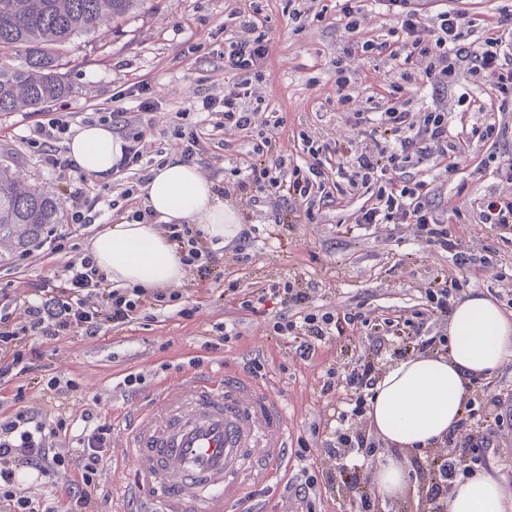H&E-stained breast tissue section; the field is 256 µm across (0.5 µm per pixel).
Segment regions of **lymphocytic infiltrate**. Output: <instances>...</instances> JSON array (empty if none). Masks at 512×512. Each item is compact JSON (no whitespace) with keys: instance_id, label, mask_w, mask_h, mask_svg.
<instances>
[{"instance_id":"obj_1","label":"lymphocytic infiltrate","mask_w":512,"mask_h":512,"mask_svg":"<svg viewBox=\"0 0 512 512\" xmlns=\"http://www.w3.org/2000/svg\"><path fill=\"white\" fill-rule=\"evenodd\" d=\"M393 15L397 24L372 39L357 37L361 0H338L340 19L356 38L346 54L363 53L398 62L400 81L387 85L376 94L372 112L353 115L361 136L375 144L374 150L357 144L334 148L302 136L309 164L285 165L278 153L274 125L264 118L262 97L250 81L268 55L265 34L267 17L258 0H241L233 13L243 31L224 53V68L232 75L222 96H204L196 108L214 121L215 129L243 133L254 140L252 150L240 156L231 168L235 191L247 206L285 198L293 206L303 207L306 221L316 214L306 202L312 190H320L326 205L337 202L343 189L372 188L374 206L363 209L360 223L410 224L430 245L451 253L455 265L471 262L448 227L460 223L458 209L443 210L433 201V189L424 178H404L405 169L425 160H457L469 148L471 140L489 144L491 151L482 159V168H493L500 181L512 184V163L500 160L496 147L512 126L505 115L512 113V0L499 7L493 19L451 8L424 16L417 0H378ZM468 76L474 85L494 92L487 101L462 93L459 106L490 112L481 125L451 133L448 106L435 98L422 112L410 109V91L419 78L431 86L448 88L460 76ZM72 119L60 115L38 123L27 137L28 147L36 149L44 164L61 178L77 175V166L61 142L71 133ZM480 223L495 228L500 236H512V194L489 193L473 200ZM174 243L182 264L201 276L226 282V291L239 308L260 313L268 296L283 297L287 312L275 317L276 335L293 339L302 356L312 355L315 345L331 334L335 317L331 312L311 306V297L292 283L272 289H240L236 281H225L218 265L222 248L204 240L190 224L164 227ZM458 282L448 273L437 275L425 288L427 307L396 323L394 334L401 339L400 355L448 351V310L456 297ZM179 294L145 288H115L108 283L91 255L69 261L59 278H39L25 288H0V385L17 376L43 372L46 392L60 396L77 390L74 380L47 375L42 353L26 347L25 339L39 336L54 339L73 333L98 335L108 326L125 325L148 309L176 307L177 314L190 318L193 311L179 307ZM382 373L378 363L366 361L353 366L345 377L346 396L336 411L335 441L326 443L324 453L337 462L334 478L345 485L347 469L343 459L348 452L375 447L373 432L361 427L349 432L344 424L349 417L364 414V400ZM512 420V392L495 389L487 379L473 381L464 412L456 425L436 446L425 449L419 471L427 479L431 512H444V502L459 473L461 449H471L478 462L496 460L512 463L499 433ZM112 446V427L97 420L91 411L81 414L52 415L42 409L0 415V512H55L50 496L71 471L80 479L72 484L70 512H90V491L98 482L106 455ZM35 472L48 490L47 495H28L21 483L22 471Z\"/></svg>"}]
</instances>
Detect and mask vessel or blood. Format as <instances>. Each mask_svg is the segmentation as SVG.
I'll return each mask as SVG.
<instances>
[{
  "label": "vessel or blood",
  "instance_id": "1",
  "mask_svg": "<svg viewBox=\"0 0 512 512\" xmlns=\"http://www.w3.org/2000/svg\"><path fill=\"white\" fill-rule=\"evenodd\" d=\"M287 433L285 410L252 380L194 374L132 415L123 454L135 478L123 495L133 512H237L246 461L285 463Z\"/></svg>",
  "mask_w": 512,
  "mask_h": 512
}]
</instances>
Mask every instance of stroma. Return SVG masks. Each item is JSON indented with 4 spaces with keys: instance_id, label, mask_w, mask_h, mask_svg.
<instances>
[{
    "instance_id": "35a3bbf8",
    "label": "stroma",
    "mask_w": 512,
    "mask_h": 512,
    "mask_svg": "<svg viewBox=\"0 0 512 512\" xmlns=\"http://www.w3.org/2000/svg\"><path fill=\"white\" fill-rule=\"evenodd\" d=\"M327 5L325 21L307 22L296 29L288 19V0H263L268 17L269 55L257 86L270 111L280 120V149L283 156L298 151L297 137L308 132L327 145L355 141L359 129L353 119L336 105L334 65L352 35L336 22L334 0ZM234 6L233 0H147L143 8L123 21L74 38L67 48L64 73L70 86L68 95L39 110L0 114V163L10 165L22 181L36 184L58 198L63 208L75 199L69 185L58 179L22 143L23 135L39 121L58 112L73 115L76 126H83L91 112L136 111L138 101L126 94L128 87L144 83L156 104L154 124L145 134L163 157L181 156L184 144L173 134L176 113L195 124L202 116L190 105L196 97L221 94L228 75L222 53L224 38L218 33ZM345 65L355 79L354 106L366 110L367 99L379 85L396 82L400 70L395 64L355 56ZM208 153L196 164L200 173L219 187H226V171L239 154L252 148L251 138L220 134L208 141ZM488 153L480 141H472L468 155L460 158L458 169L446 173L442 161L429 167H413V176L429 174L437 203L453 202L469 207L475 196L504 188L496 177L477 172ZM461 194H454L455 186ZM370 193H359L345 206L320 209L312 223L299 221L288 211L287 203L269 201L256 208L241 203L228 192L225 204L236 211L241 226L254 229L249 264H239L233 251H225L221 264L227 279L240 287L268 286L286 280L298 287L320 291L319 303L349 312L354 307L375 321L411 316L425 304L423 290L451 262L447 253L419 238L412 225L380 224L366 229L356 222L361 207L371 204ZM116 210L107 208L99 223L74 228L69 253L35 251L21 256L12 250L0 253V287L8 281H23L60 274L69 258L88 253L92 239L119 220ZM452 234L463 245L489 249L488 264L466 272L459 280L461 294L473 292L495 298L511 283L500 274L512 267V242L501 239L486 224H454ZM186 305L193 307L192 318L173 310L157 313L154 319L112 326L94 338L77 334L52 341L29 337V345L44 351V361L60 377L75 380L79 389L64 405L79 413L91 410L100 421L112 426L111 465L99 478L100 488L92 497L95 512H114L113 490L131 483L133 466L122 459L120 445L125 430L115 424L120 414H132L159 384L176 389L183 373L191 372L190 359L201 356L200 370H223L252 377L253 381L281 403L288 415V467L277 480L259 483L252 467H245L238 482L253 512H358L359 503L350 502L344 492L332 490L318 480L308 502L295 500L290 482L303 470L313 469L319 447L312 428L329 417L333 396L321 393L329 368L346 374L354 363L375 356L372 340L365 332L339 325L313 358H302L296 346L272 335L269 318L279 311L275 301H267V312L256 316L227 303L221 284L186 272L176 284ZM235 324L241 337L213 353H203L205 332L217 323ZM142 373V389L127 392L118 383L124 373ZM23 391L24 402L45 412H53V400L44 397L35 374L17 377L0 387V408L15 411L16 391ZM308 446L306 456H297L300 446Z\"/></svg>"
}]
</instances>
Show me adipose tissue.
I'll use <instances>...</instances> for the list:
<instances>
[{
  "label": "adipose tissue",
  "mask_w": 512,
  "mask_h": 512,
  "mask_svg": "<svg viewBox=\"0 0 512 512\" xmlns=\"http://www.w3.org/2000/svg\"><path fill=\"white\" fill-rule=\"evenodd\" d=\"M125 144L110 126L97 123L81 127L67 148L82 174L106 182ZM144 192L156 223L123 218L91 243L98 268L118 285L163 288L183 279L184 266L157 223L192 222L208 239L222 243L240 230L216 185L180 159H169L155 170ZM448 335L447 354L399 361L374 388L369 424L387 446L373 470V489L379 497L400 494L406 485L400 453L434 445L455 425L469 381L512 360V315L482 294L472 293L455 303ZM446 512H512V487L488 470L474 471L454 483Z\"/></svg>",
  "instance_id": "1"
}]
</instances>
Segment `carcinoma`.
<instances>
[{
    "label": "carcinoma",
    "mask_w": 512,
    "mask_h": 512,
    "mask_svg": "<svg viewBox=\"0 0 512 512\" xmlns=\"http://www.w3.org/2000/svg\"><path fill=\"white\" fill-rule=\"evenodd\" d=\"M144 0H0V52L22 63L0 66V112L36 110L69 92L61 50L74 38L125 18ZM63 221L54 196L0 163V247L21 248Z\"/></svg>",
    "instance_id": "carcinoma-1"
}]
</instances>
